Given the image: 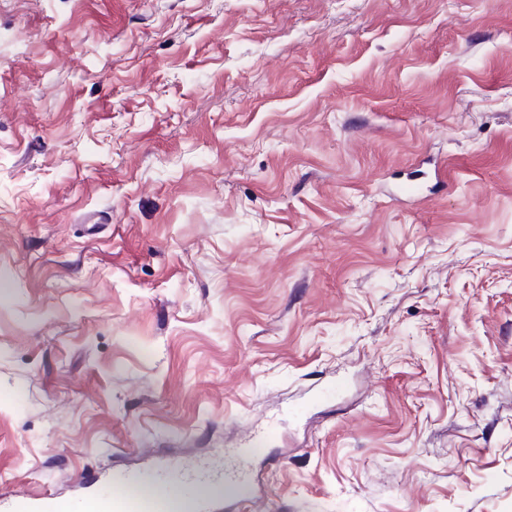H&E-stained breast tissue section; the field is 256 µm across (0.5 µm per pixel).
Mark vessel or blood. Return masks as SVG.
Returning a JSON list of instances; mask_svg holds the SVG:
<instances>
[{"mask_svg": "<svg viewBox=\"0 0 512 512\" xmlns=\"http://www.w3.org/2000/svg\"><path fill=\"white\" fill-rule=\"evenodd\" d=\"M248 454V449H240L237 459L226 461L220 469L159 464L137 470H119L113 472L112 480L105 488L88 496L64 502L47 495L36 502L21 496L14 504L18 512H173L168 498L173 488L214 484L222 487L225 495H233L241 476L239 460ZM142 485L151 486L154 497H139L136 489Z\"/></svg>", "mask_w": 512, "mask_h": 512, "instance_id": "b4317fda", "label": "vessel or blood"}]
</instances>
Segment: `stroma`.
<instances>
[{
  "mask_svg": "<svg viewBox=\"0 0 512 512\" xmlns=\"http://www.w3.org/2000/svg\"><path fill=\"white\" fill-rule=\"evenodd\" d=\"M0 275L1 500L512 512V0H0ZM253 448H240L237 460H228L224 468H187L171 464H159L137 470H119L112 474L111 482L102 490L69 501H56L44 495L34 503L19 496L13 501L14 512H173L168 498L171 488L189 489L201 484L222 487L224 496L233 495L241 476L240 463ZM148 485L155 491L152 498L139 497L135 489ZM171 497L178 507L182 505V493L171 490ZM40 510V511H36Z\"/></svg>",
  "mask_w": 512,
  "mask_h": 512,
  "instance_id": "stroma-1",
  "label": "stroma"
}]
</instances>
